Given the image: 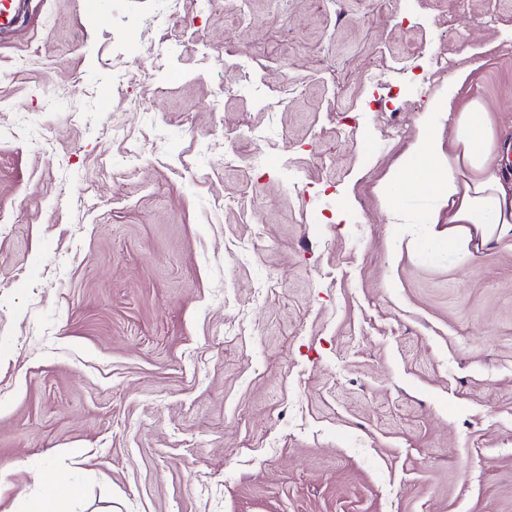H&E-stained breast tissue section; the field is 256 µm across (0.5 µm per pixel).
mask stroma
I'll list each match as a JSON object with an SVG mask.
<instances>
[{
	"mask_svg": "<svg viewBox=\"0 0 512 512\" xmlns=\"http://www.w3.org/2000/svg\"><path fill=\"white\" fill-rule=\"evenodd\" d=\"M439 58L512 167V0H25L0 512L49 463L62 512H512V241L448 258L375 192Z\"/></svg>",
	"mask_w": 512,
	"mask_h": 512,
	"instance_id": "stroma-1",
	"label": "stroma"
}]
</instances>
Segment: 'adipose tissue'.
I'll use <instances>...</instances> for the list:
<instances>
[{"mask_svg":"<svg viewBox=\"0 0 512 512\" xmlns=\"http://www.w3.org/2000/svg\"><path fill=\"white\" fill-rule=\"evenodd\" d=\"M470 74V68L457 69L430 98L417 120L410 164L394 166L377 188L389 223L446 224V232L433 241L462 257L512 239V184L497 162L498 132L482 100L459 102ZM410 194L425 201L414 213L405 205Z\"/></svg>","mask_w":512,"mask_h":512,"instance_id":"obj_1","label":"adipose tissue"}]
</instances>
